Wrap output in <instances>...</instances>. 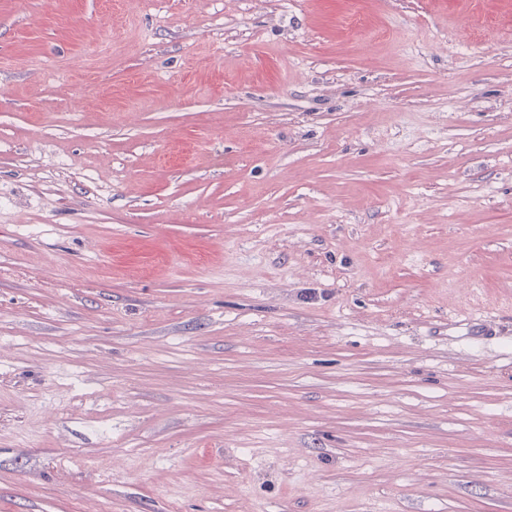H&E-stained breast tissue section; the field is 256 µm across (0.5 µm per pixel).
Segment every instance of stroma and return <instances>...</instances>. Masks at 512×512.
<instances>
[{
    "instance_id": "35a3bbf8",
    "label": "stroma",
    "mask_w": 512,
    "mask_h": 512,
    "mask_svg": "<svg viewBox=\"0 0 512 512\" xmlns=\"http://www.w3.org/2000/svg\"><path fill=\"white\" fill-rule=\"evenodd\" d=\"M0 512H512V0H0Z\"/></svg>"
}]
</instances>
